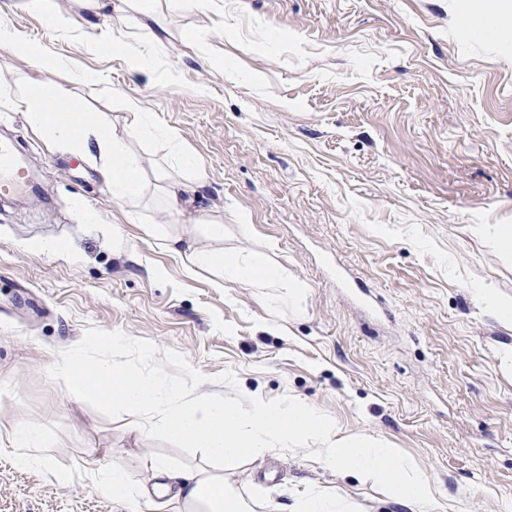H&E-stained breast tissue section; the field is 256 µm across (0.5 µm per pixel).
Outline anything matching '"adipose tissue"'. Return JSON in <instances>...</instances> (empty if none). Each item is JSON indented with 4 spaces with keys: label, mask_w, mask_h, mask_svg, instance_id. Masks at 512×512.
<instances>
[{
    "label": "adipose tissue",
    "mask_w": 512,
    "mask_h": 512,
    "mask_svg": "<svg viewBox=\"0 0 512 512\" xmlns=\"http://www.w3.org/2000/svg\"><path fill=\"white\" fill-rule=\"evenodd\" d=\"M23 6L40 14L53 29L87 35L98 50H124L129 46V34L123 28L89 31L83 17L61 10L52 0H24ZM0 46L16 50L22 60L35 62L46 73L66 66L63 59L4 23H0ZM7 100L10 111L23 113L31 129L53 146L82 151L89 143H96L102 174L114 198L135 202L144 192L140 160L131 146L135 140L161 139L171 167L191 173L194 182L203 179L198 162L185 151L180 138L137 100L128 98L123 102L130 121L122 137L80 112L62 86L47 80L16 84L8 89ZM185 262L191 272L216 270L215 285L219 288L241 279L271 283L280 278L278 270L260 254L245 259L220 249L204 248L186 254ZM54 368L71 378L77 393L127 409L142 434L161 430L205 451L211 466L192 468L176 486L173 497L178 512H254L251 501L225 480L222 464L306 439L319 442L320 463L337 477L387 484L391 499L410 512H437L434 491L420 469L405 462L396 449L380 440L340 435L333 421L309 403L253 400L241 405L213 396H195L160 374L131 372L106 358L92 356L90 347L85 345L74 346L55 361Z\"/></svg>",
    "instance_id": "adipose-tissue-1"
}]
</instances>
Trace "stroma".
<instances>
[{"label": "stroma", "instance_id": "stroma-1", "mask_svg": "<svg viewBox=\"0 0 512 512\" xmlns=\"http://www.w3.org/2000/svg\"><path fill=\"white\" fill-rule=\"evenodd\" d=\"M102 54L20 8L0 13L67 67L54 79L116 135L138 98L204 171L173 218L152 190L114 200L97 151L56 150L0 107L33 171L0 202V512H124L87 473L111 453L131 489L145 452L180 472L199 449L142 437L120 405L76 394L53 363L75 343L151 345V370L196 395L300 399L340 434L384 441L428 478L440 512H512L506 324L475 295L512 300V45L507 0H178ZM203 41H196L197 33ZM104 74L101 82L93 74ZM96 211L97 221L86 219ZM247 215L248 228L238 224ZM264 255L281 275L214 287L168 247ZM56 241L60 251L34 244ZM45 438L16 469L14 424ZM313 441L225 467L256 512H295L313 486L362 512H408L374 481L337 479ZM68 469L59 484L54 473Z\"/></svg>", "mask_w": 512, "mask_h": 512}]
</instances>
